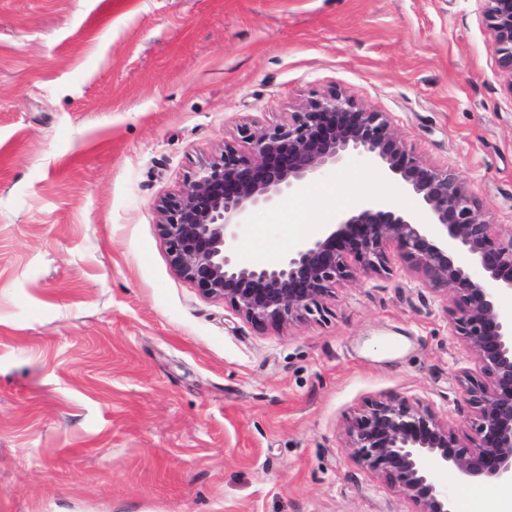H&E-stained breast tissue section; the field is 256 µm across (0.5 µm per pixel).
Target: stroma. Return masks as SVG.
Returning a JSON list of instances; mask_svg holds the SVG:
<instances>
[{"label":"stroma","instance_id":"1","mask_svg":"<svg viewBox=\"0 0 512 512\" xmlns=\"http://www.w3.org/2000/svg\"><path fill=\"white\" fill-rule=\"evenodd\" d=\"M341 90L512 228V77L480 0H0V512H419L346 447L373 402L474 436L446 298L397 256L323 316L239 318L173 268L174 198L245 129ZM339 210L415 201L350 162L252 213L272 263ZM443 480L457 512L490 481Z\"/></svg>","mask_w":512,"mask_h":512}]
</instances>
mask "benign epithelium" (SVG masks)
<instances>
[{"instance_id":"1","label":"benign epithelium","mask_w":512,"mask_h":512,"mask_svg":"<svg viewBox=\"0 0 512 512\" xmlns=\"http://www.w3.org/2000/svg\"><path fill=\"white\" fill-rule=\"evenodd\" d=\"M480 2L491 48L512 73V0ZM246 138L249 155L224 147V157L161 205L160 231L176 272L245 320L283 324L324 313L321 298L353 277L347 256L372 274L386 270L393 249L421 286L455 299L451 330L477 367L463 375L476 439L463 443L428 405L389 398L351 425L352 454L389 476L421 512H454L442 480L450 468L468 479L512 484V229L486 220L452 171L409 150L386 113L341 91L308 101L286 125L261 127ZM352 156L383 167L425 220L367 197L283 259H243L240 231L254 210L275 206Z\"/></svg>"}]
</instances>
